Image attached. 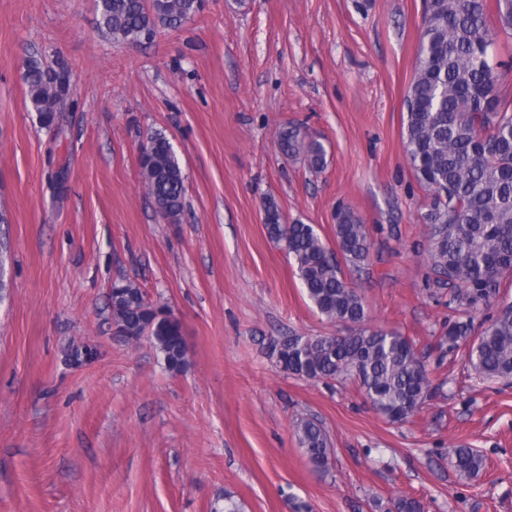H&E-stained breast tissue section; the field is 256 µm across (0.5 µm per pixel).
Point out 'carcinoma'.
I'll return each instance as SVG.
<instances>
[{
    "instance_id": "obj_1",
    "label": "carcinoma",
    "mask_w": 512,
    "mask_h": 512,
    "mask_svg": "<svg viewBox=\"0 0 512 512\" xmlns=\"http://www.w3.org/2000/svg\"><path fill=\"white\" fill-rule=\"evenodd\" d=\"M201 9V0H97L98 24L116 41L138 43L160 26L178 28ZM512 38V0H425L420 52L407 89L403 144L414 179L431 199L425 221L427 256L435 282L451 288L450 302L468 317L448 323L439 346L467 349L468 362L486 380L512 379V305L491 318L471 338L469 314L490 303L500 279L512 274V99L500 94L497 56ZM70 66L31 60L25 81L32 108L46 128H54L71 97ZM283 152L301 158L309 169L326 165L323 144L295 126L279 130ZM140 166L147 195L161 219L174 223L184 208L185 177L169 139L150 135ZM269 237L285 244L299 279L318 312L345 336L273 339L271 356L284 371L306 379L352 376L365 401L392 423L413 417L430 397L432 384L415 342L394 331L365 326V305L346 280L342 265L359 269L368 261L366 226L339 208L332 255L310 224H287L277 204L263 206ZM109 319L124 343L144 337L162 355L166 369L188 365L180 320L144 299L139 285L112 287ZM308 462L322 468L331 451L324 428L313 419L295 425ZM450 464L466 478L485 468L476 449L449 450ZM388 512H423L421 502L399 495Z\"/></svg>"
}]
</instances>
